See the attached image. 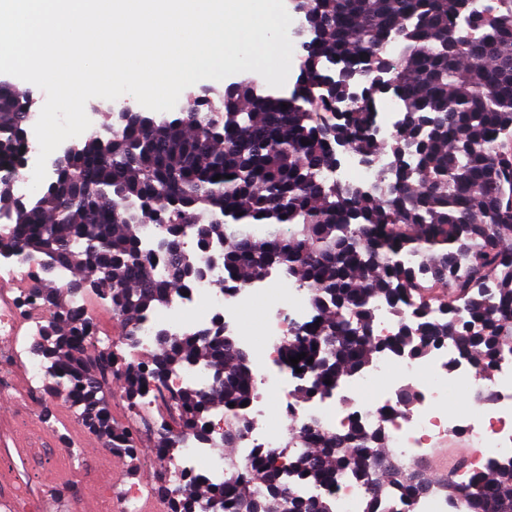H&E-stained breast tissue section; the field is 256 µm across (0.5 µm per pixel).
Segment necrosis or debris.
<instances>
[{
    "mask_svg": "<svg viewBox=\"0 0 512 512\" xmlns=\"http://www.w3.org/2000/svg\"><path fill=\"white\" fill-rule=\"evenodd\" d=\"M391 162L389 155L382 154L367 165L352 152L342 165L326 171L325 177L371 193L376 189L379 172L387 170ZM221 253L218 245L194 252V259L206 272L205 277L172 290L161 309L151 310L139 320L137 346L123 360L124 371H140L162 332L183 336L219 325L225 334L238 337L242 346H249V339L240 334V314L260 303L267 316L266 345L253 359V373L263 389L282 402L294 429L315 423L339 431L355 417L366 428H382L391 453L409 466L425 457L440 438L451 432L460 433L477 445L474 459L451 473L460 486L482 474L490 462L512 458L511 352L498 358L485 376L474 370L450 340L435 344L420 356L384 352L366 370L344 381L352 400L337 405L298 401L294 381L311 382L314 374L309 370L298 374L289 368L281 358L280 342L291 327L305 324L314 316L309 291L283 278L267 277L247 284L229 279ZM50 314V308L32 289L19 295L9 290L0 298V395L13 396L21 408L33 395L56 385L45 358L35 351L42 339V326ZM19 367L25 376L20 388L13 382L14 371ZM214 384L210 367L201 363L184 365L165 379L170 400H161L150 386L140 394L138 410L150 413L163 403L171 414H179L173 393L185 388L208 392ZM484 388L490 396L481 400L479 412L445 411L443 402L451 393L466 391L475 395ZM406 391L413 396L408 406L400 401ZM179 438L180 456L166 477L170 496L185 493L188 479L193 475L212 485L223 484L228 458L223 434L209 431L207 440L203 441L195 431L183 429ZM259 450L281 460L288 456L285 432L270 426L262 408L248 411L245 436L235 455L243 461Z\"/></svg>",
    "mask_w": 512,
    "mask_h": 512,
    "instance_id": "obj_1",
    "label": "necrosis or debris"
}]
</instances>
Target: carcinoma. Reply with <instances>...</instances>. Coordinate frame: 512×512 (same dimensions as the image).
Returning <instances> with one entry per match:
<instances>
[{
  "label": "carcinoma",
  "mask_w": 512,
  "mask_h": 512,
  "mask_svg": "<svg viewBox=\"0 0 512 512\" xmlns=\"http://www.w3.org/2000/svg\"><path fill=\"white\" fill-rule=\"evenodd\" d=\"M468 17L469 0H303L309 26L300 75L289 97L258 95L244 79L212 102L188 95L187 111L157 123L141 112L73 146L56 178L31 201L0 186V210L11 221L7 242L38 261L35 288L53 308L39 347L83 422L111 448L134 460L131 431L112 420L100 379L119 354L89 351L94 323L63 300L67 293L106 290L112 313L135 346V324L166 298L170 284L147 272L135 227L151 222L175 277L193 280L183 238L192 230L202 249L224 243V271L247 284L282 268L311 292L321 322L295 327L281 344L284 359L315 372L306 397L333 390L368 367L375 354L427 352L453 340L480 374L512 349V0ZM395 76L387 83L386 74ZM397 91L406 101L401 124L386 141L372 133V106ZM287 108H282V104ZM34 102L0 84V169L24 165L25 115ZM349 145L369 161L385 150L392 166L368 194L326 183ZM222 175L215 181L213 177ZM260 227L264 237L252 234ZM73 278L49 280L58 266ZM448 289L443 317L428 315L425 295ZM415 307V318L386 338L370 336L374 297ZM203 363L214 371L209 393L185 389L177 426L209 425L224 409V447L244 437V415L256 382L247 354L215 328L196 335L159 333L148 369L166 400L164 380L177 367ZM130 408L140 376L123 377ZM156 444L161 460L179 447L170 428ZM303 451L288 463L264 452L225 470L224 484L197 478L170 499V512H331L328 491L350 475L367 493L366 512L392 497L409 504L432 479L402 467L386 450L382 429L352 419L339 433L317 425L299 432ZM259 477L265 495L250 485ZM323 490L303 497L297 483ZM450 497L474 512H512V459L490 463L464 488L443 479Z\"/></svg>",
  "instance_id": "cac0c4a2"
}]
</instances>
